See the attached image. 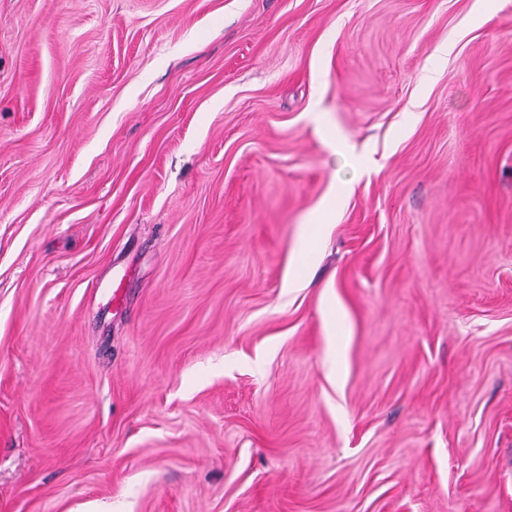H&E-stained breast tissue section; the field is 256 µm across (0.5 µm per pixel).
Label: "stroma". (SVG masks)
Segmentation results:
<instances>
[{
	"instance_id": "35a3bbf8",
	"label": "stroma",
	"mask_w": 512,
	"mask_h": 512,
	"mask_svg": "<svg viewBox=\"0 0 512 512\" xmlns=\"http://www.w3.org/2000/svg\"><path fill=\"white\" fill-rule=\"evenodd\" d=\"M0 512H512V0H0Z\"/></svg>"
}]
</instances>
